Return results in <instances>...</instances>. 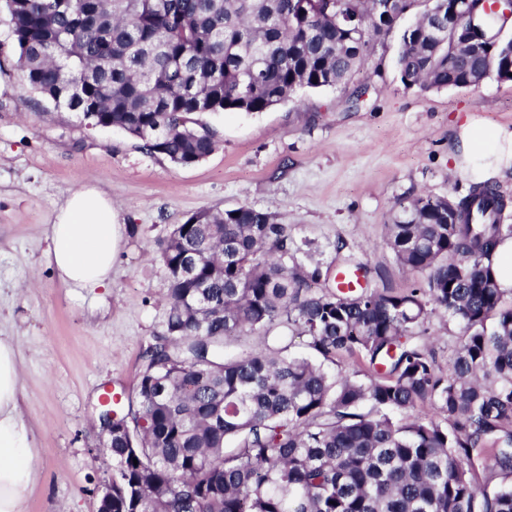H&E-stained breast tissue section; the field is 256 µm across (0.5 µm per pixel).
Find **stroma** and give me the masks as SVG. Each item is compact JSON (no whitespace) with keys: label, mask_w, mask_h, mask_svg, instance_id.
Masks as SVG:
<instances>
[{"label":"stroma","mask_w":512,"mask_h":512,"mask_svg":"<svg viewBox=\"0 0 512 512\" xmlns=\"http://www.w3.org/2000/svg\"><path fill=\"white\" fill-rule=\"evenodd\" d=\"M401 33L376 44L335 89L298 93L265 112L207 115L220 139L204 161L178 166L122 131L87 125L26 85L0 10V339L19 350L22 408L39 477L26 512H97L112 470L99 445L104 392L136 403L146 349L165 332L167 272L158 243L202 210L246 204L274 214L308 267L366 265L397 291L418 276L386 241L397 203L419 194L461 198L448 147L457 116L512 129V82L425 91L395 66ZM127 226L112 285L62 286L45 263L54 209L89 180Z\"/></svg>","instance_id":"obj_1"}]
</instances>
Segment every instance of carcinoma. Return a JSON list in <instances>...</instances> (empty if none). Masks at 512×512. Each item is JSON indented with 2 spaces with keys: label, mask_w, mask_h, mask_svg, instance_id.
<instances>
[{
  "label": "carcinoma",
  "mask_w": 512,
  "mask_h": 512,
  "mask_svg": "<svg viewBox=\"0 0 512 512\" xmlns=\"http://www.w3.org/2000/svg\"><path fill=\"white\" fill-rule=\"evenodd\" d=\"M0 0L35 93L115 128L180 166L219 144L202 121L257 113L348 81L408 14L401 81L423 90L512 77V23L473 0ZM471 41L479 49L462 54ZM421 194L387 225L396 262L422 275L395 292H315L330 270L273 214L200 211L158 250L166 334L144 356L138 408L116 420L112 512H512V295L492 270L512 237L484 186L453 202ZM441 311L460 343L441 369L424 324ZM264 345L237 350L239 337ZM320 362L289 353L294 338ZM348 356L359 368L331 374ZM235 442L232 448L227 442Z\"/></svg>",
  "instance_id": "cac0c4a2"
}]
</instances>
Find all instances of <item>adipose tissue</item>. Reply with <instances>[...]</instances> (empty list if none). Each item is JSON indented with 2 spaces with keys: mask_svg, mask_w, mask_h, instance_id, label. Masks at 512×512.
I'll return each mask as SVG.
<instances>
[{
  "mask_svg": "<svg viewBox=\"0 0 512 512\" xmlns=\"http://www.w3.org/2000/svg\"><path fill=\"white\" fill-rule=\"evenodd\" d=\"M456 173L476 183L512 172V130L468 117L454 128L448 152ZM125 225L110 196L89 182L69 193L48 228L47 263L65 287H110ZM18 348L0 339V512H26V489L38 471L34 436L20 405Z\"/></svg>",
  "mask_w": 512,
  "mask_h": 512,
  "instance_id": "obj_1",
  "label": "adipose tissue"
}]
</instances>
